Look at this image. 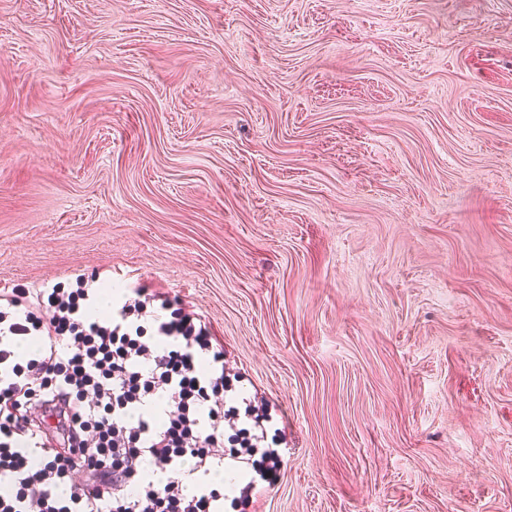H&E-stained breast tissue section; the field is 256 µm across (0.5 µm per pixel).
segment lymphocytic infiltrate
Masks as SVG:
<instances>
[{
  "label": "lymphocytic infiltrate",
  "instance_id": "lymphocytic-infiltrate-1",
  "mask_svg": "<svg viewBox=\"0 0 512 512\" xmlns=\"http://www.w3.org/2000/svg\"><path fill=\"white\" fill-rule=\"evenodd\" d=\"M100 285L0 291V512H218L223 486L184 482L217 462L246 476V505L279 458L267 407L226 405L236 385L201 318L145 287L98 315Z\"/></svg>",
  "mask_w": 512,
  "mask_h": 512
}]
</instances>
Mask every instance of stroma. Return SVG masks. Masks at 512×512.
Instances as JSON below:
<instances>
[{"instance_id": "35a3bbf8", "label": "stroma", "mask_w": 512, "mask_h": 512, "mask_svg": "<svg viewBox=\"0 0 512 512\" xmlns=\"http://www.w3.org/2000/svg\"><path fill=\"white\" fill-rule=\"evenodd\" d=\"M209 324L249 512H512V0H0V289Z\"/></svg>"}]
</instances>
